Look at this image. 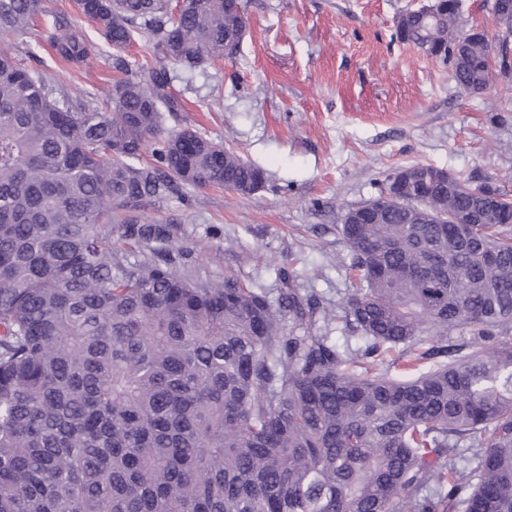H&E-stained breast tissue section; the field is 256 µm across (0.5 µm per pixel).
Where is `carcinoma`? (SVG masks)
Returning <instances> with one entry per match:
<instances>
[{
	"label": "carcinoma",
	"mask_w": 512,
	"mask_h": 512,
	"mask_svg": "<svg viewBox=\"0 0 512 512\" xmlns=\"http://www.w3.org/2000/svg\"><path fill=\"white\" fill-rule=\"evenodd\" d=\"M455 2L435 0V35L412 17L396 37L448 60ZM43 13L0 0V34ZM83 17L117 50L149 33L157 56L103 109L57 100L23 46L0 53V512H512V199L456 175L341 224L355 287L337 310L191 281L172 225L131 213L182 185L263 186L237 151L163 124L181 111L170 68L224 59L246 17L224 0H91ZM47 41L90 61L63 18ZM490 56L474 43L456 85L481 92ZM335 322L364 346H338ZM384 346L409 377L381 370Z\"/></svg>",
	"instance_id": "cac0c4a2"
}]
</instances>
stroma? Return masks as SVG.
Segmentation results:
<instances>
[{"label": "stroma", "instance_id": "obj_1", "mask_svg": "<svg viewBox=\"0 0 512 512\" xmlns=\"http://www.w3.org/2000/svg\"><path fill=\"white\" fill-rule=\"evenodd\" d=\"M426 2L243 0L248 26L232 60L174 68L184 109L166 114L165 128L224 142L266 172L252 196L183 186L138 212L173 224L179 273L235 274L272 295L288 282L338 307L352 287L337 227L397 168L431 164L512 196V80L465 92L451 63L395 39V17ZM46 5L24 37L0 36V50L26 42L23 65L43 72L58 98L104 104L120 76L115 58L133 67L154 54L145 35L115 51L74 0ZM56 16L84 31L90 64L56 58L43 36Z\"/></svg>", "mask_w": 512, "mask_h": 512}]
</instances>
